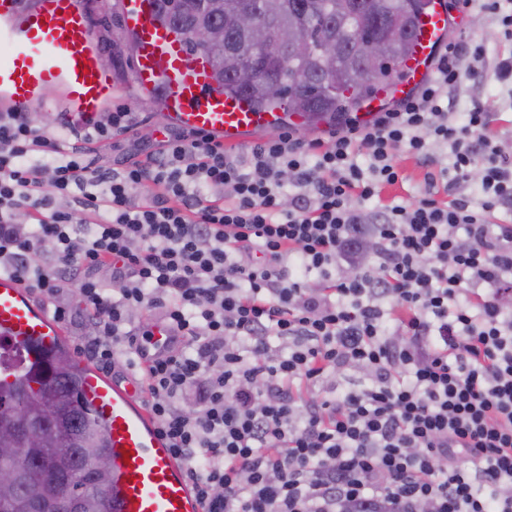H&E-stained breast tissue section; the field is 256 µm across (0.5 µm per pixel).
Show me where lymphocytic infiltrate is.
Masks as SVG:
<instances>
[{
    "instance_id": "lymphocytic-infiltrate-1",
    "label": "lymphocytic infiltrate",
    "mask_w": 512,
    "mask_h": 512,
    "mask_svg": "<svg viewBox=\"0 0 512 512\" xmlns=\"http://www.w3.org/2000/svg\"><path fill=\"white\" fill-rule=\"evenodd\" d=\"M486 69L483 43L451 42L370 121L168 135L112 172L85 149L132 131L127 109L68 151L0 111V274L80 314L93 361L123 357L200 512H512V162L486 104L454 98ZM401 151L424 194L365 209ZM475 166L478 198L441 196ZM157 321L173 343L149 355ZM350 369L366 383L334 390Z\"/></svg>"
}]
</instances>
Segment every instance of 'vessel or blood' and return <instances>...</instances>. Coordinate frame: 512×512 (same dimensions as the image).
<instances>
[{"label": "vessel or blood", "instance_id": "1", "mask_svg": "<svg viewBox=\"0 0 512 512\" xmlns=\"http://www.w3.org/2000/svg\"><path fill=\"white\" fill-rule=\"evenodd\" d=\"M135 45L133 83L157 93L170 124L200 132L228 146L259 133L308 127L301 115L257 112L240 97L215 88L209 59L187 49L183 38L158 18L157 0H119ZM85 0H0V105L29 110L51 89L61 93V124L82 130L115 98L111 64L89 33ZM448 28L445 0H429L414 54L393 84L392 97L410 94L430 74ZM66 341L63 324L35 305L16 279L0 275V343L51 352ZM83 397L108 431L115 471L114 512H198L182 468L160 437L132 385L119 386L85 367Z\"/></svg>", "mask_w": 512, "mask_h": 512}]
</instances>
